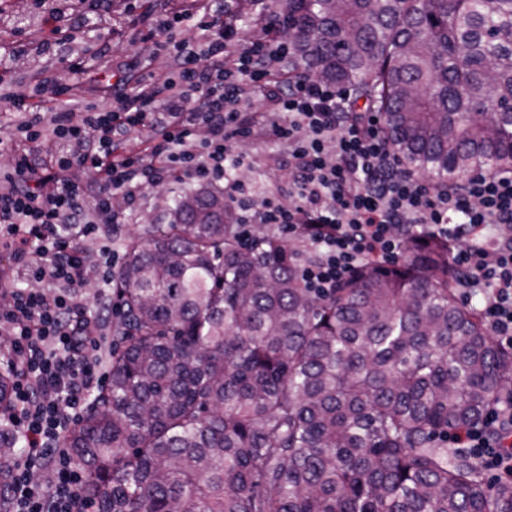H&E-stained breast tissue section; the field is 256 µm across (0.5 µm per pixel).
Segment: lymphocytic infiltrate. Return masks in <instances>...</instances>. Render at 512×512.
<instances>
[{
  "label": "lymphocytic infiltrate",
  "mask_w": 512,
  "mask_h": 512,
  "mask_svg": "<svg viewBox=\"0 0 512 512\" xmlns=\"http://www.w3.org/2000/svg\"><path fill=\"white\" fill-rule=\"evenodd\" d=\"M157 2L149 36L170 69L141 78L110 107L78 108L65 99L47 127L0 75V97L21 116L0 140V151L13 156L0 170V237L37 282L31 289L0 282V333L11 338L0 368L14 380L0 438L24 442L0 466L10 512H89L83 470L61 440L105 380L109 341L102 313L83 303L91 257L77 239L96 232L95 213L121 224L113 197L135 204L149 185L223 182L237 216L232 233L246 240L263 224L301 243L304 285L324 297L364 263L397 262L414 232L444 239L464 298L481 295L483 319L512 347V169L454 187L434 182L392 151L376 113L350 111L342 87L308 75L280 79L275 65L292 45L274 0H251L266 29L258 40L240 25V0L216 8L205 0ZM176 22L196 28L198 52L171 46ZM254 100L261 108H251ZM144 130L150 151H130ZM257 131L282 149L288 171L287 182L258 206L243 177L252 158L239 146ZM49 134L59 143L50 161L40 153ZM75 166L91 171V182L67 178ZM92 193L91 212L85 199ZM448 440L486 474L512 482V393L479 427L450 432Z\"/></svg>",
  "instance_id": "lymphocytic-infiltrate-1"
}]
</instances>
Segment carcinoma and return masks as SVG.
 Masks as SVG:
<instances>
[{
    "label": "carcinoma",
    "mask_w": 512,
    "mask_h": 512,
    "mask_svg": "<svg viewBox=\"0 0 512 512\" xmlns=\"http://www.w3.org/2000/svg\"><path fill=\"white\" fill-rule=\"evenodd\" d=\"M308 71L379 112L445 180L512 168V0H280ZM186 193L126 241L105 389L62 444L97 512H512L448 447L512 386V349L459 297L448 244L408 237L329 298L299 248Z\"/></svg>",
    "instance_id": "obj_1"
}]
</instances>
